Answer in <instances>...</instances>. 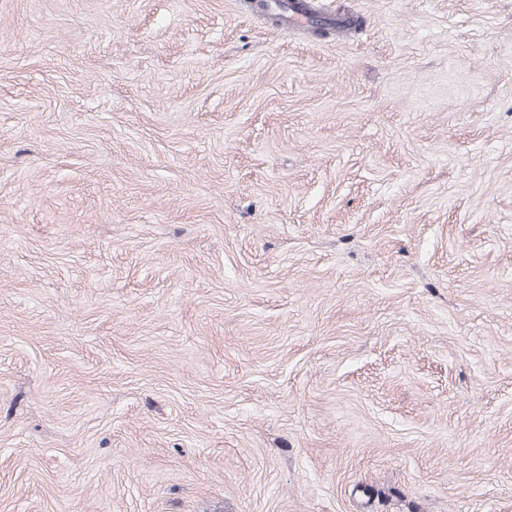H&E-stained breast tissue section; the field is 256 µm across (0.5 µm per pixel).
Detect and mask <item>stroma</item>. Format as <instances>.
<instances>
[{
	"instance_id": "stroma-1",
	"label": "stroma",
	"mask_w": 512,
	"mask_h": 512,
	"mask_svg": "<svg viewBox=\"0 0 512 512\" xmlns=\"http://www.w3.org/2000/svg\"><path fill=\"white\" fill-rule=\"evenodd\" d=\"M0 0V512H512V0Z\"/></svg>"
}]
</instances>
